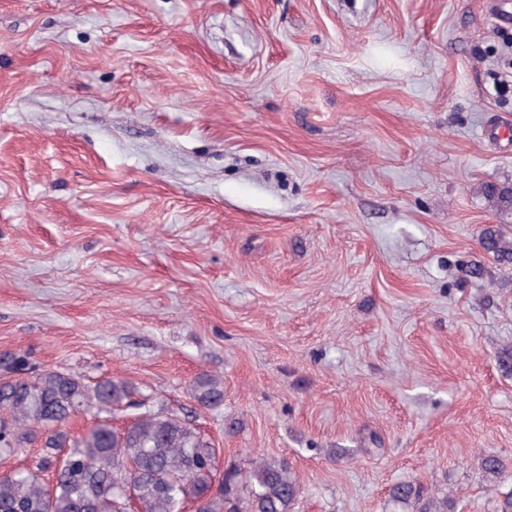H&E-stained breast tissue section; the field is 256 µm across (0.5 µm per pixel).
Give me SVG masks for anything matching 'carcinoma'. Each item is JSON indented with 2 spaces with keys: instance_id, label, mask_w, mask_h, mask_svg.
Returning a JSON list of instances; mask_svg holds the SVG:
<instances>
[{
  "instance_id": "1",
  "label": "carcinoma",
  "mask_w": 512,
  "mask_h": 512,
  "mask_svg": "<svg viewBox=\"0 0 512 512\" xmlns=\"http://www.w3.org/2000/svg\"><path fill=\"white\" fill-rule=\"evenodd\" d=\"M483 247L503 261L512 260V243L488 228ZM0 451L46 436L31 467L0 476V512H118L122 488L134 477L135 500L129 512H184L193 501L202 512H292L299 484L282 460H258L247 472H219L216 448L193 422L134 399L125 380L94 384L54 369L29 373L24 355H0ZM192 396L206 410L224 404V381L204 373ZM140 413L122 433L112 427L117 411ZM96 422L79 437L66 425L76 414ZM389 499L398 512H448V497L424 493L421 485L401 482Z\"/></svg>"
}]
</instances>
